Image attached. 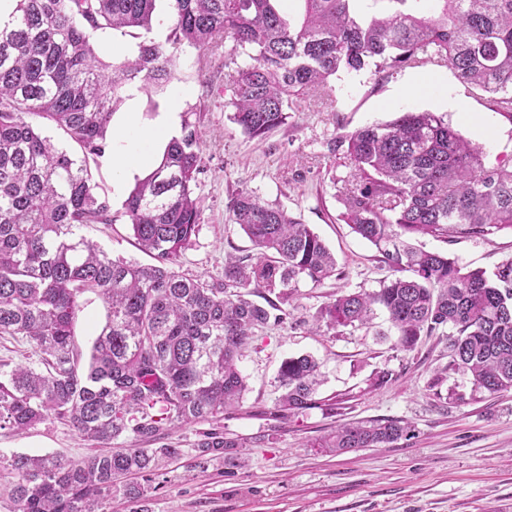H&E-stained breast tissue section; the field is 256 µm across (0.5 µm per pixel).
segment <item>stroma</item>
<instances>
[{"label": "stroma", "mask_w": 512, "mask_h": 512, "mask_svg": "<svg viewBox=\"0 0 512 512\" xmlns=\"http://www.w3.org/2000/svg\"><path fill=\"white\" fill-rule=\"evenodd\" d=\"M230 83L223 49L203 57L189 50L170 88L139 90L121 107L136 113L145 127L168 110L174 88L188 90L179 112L203 133L204 170L195 189L203 214L183 255V271L218 278L225 255L251 253L250 240L226 212L230 195L247 188L309 224L335 254L341 276L318 286L301 283L292 319L270 326L246 350L240 368L249 390L222 422L227 436L249 440L245 467L198 463L195 443L204 426H186L168 439L182 454L162 462L149 512H512V390L474 389L467 376L452 369L448 329L422 337L406 353L393 348L381 317L369 329L315 334L306 325L336 292H371L391 275L375 246L340 219L344 206L333 181L346 177L349 168L328 153L327 142L401 112L429 111L446 116L492 165L512 157V119L470 93L448 67L428 62L392 75L339 73L330 94L307 93L285 125L251 140L224 110ZM81 233L113 256L150 261L124 220L85 226ZM417 243L469 269L491 271L512 259V230L424 236ZM300 354L319 362V396L336 409L273 418L278 367ZM383 368L392 371L391 381L372 386ZM363 420L402 421L412 430L383 447L341 454L319 447L332 429ZM90 451L89 442L59 423L0 434V454L7 456L57 453L77 460Z\"/></svg>", "instance_id": "35a3bbf8"}]
</instances>
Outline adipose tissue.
I'll use <instances>...</instances> for the list:
<instances>
[{"label": "adipose tissue", "mask_w": 512, "mask_h": 512, "mask_svg": "<svg viewBox=\"0 0 512 512\" xmlns=\"http://www.w3.org/2000/svg\"><path fill=\"white\" fill-rule=\"evenodd\" d=\"M179 125L177 112L161 113L148 128H140L135 113H127L122 122L114 127L116 137H125L130 131H138L139 141L136 147L121 154L118 161L113 162L114 178H122L130 173L146 171L154 146L167 145L176 136Z\"/></svg>", "instance_id": "obj_1"}]
</instances>
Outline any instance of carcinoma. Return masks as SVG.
<instances>
[{
	"label": "carcinoma",
	"mask_w": 512,
	"mask_h": 512,
	"mask_svg": "<svg viewBox=\"0 0 512 512\" xmlns=\"http://www.w3.org/2000/svg\"><path fill=\"white\" fill-rule=\"evenodd\" d=\"M169 2L163 44L149 37L156 0H12L0 24V337L30 346L27 362L0 361V431L57 421L97 445L78 460L0 454L9 512H112L117 499L138 500L148 488L135 478L150 482L159 461L181 456L153 444L195 423L210 424L199 433V456L239 466L243 443L221 425L247 391L239 357L256 333L291 316L300 282L336 275V257L310 225L247 189L226 209L255 253L225 258L220 278L181 270L202 220L201 132L189 121L123 203L154 263L114 258L77 235L115 222L87 163L111 149L110 121L128 86L160 92L187 49L203 55L229 41L224 108L252 139L285 124L307 92H329L340 72L392 74L424 57L512 117V0H385L390 7L378 16L361 14L359 0H302L296 23L271 0ZM106 29L142 34L134 50L106 61L95 43ZM39 122L78 151L57 148ZM328 151L351 168L342 220L396 276L372 292L336 295L313 315L314 328L356 329L381 310L394 347L411 352L448 326L457 371L489 393L512 389V260L488 274L410 243L512 230V164L485 165L479 147L428 111L338 135ZM87 294L101 299L106 321L82 369L74 324ZM258 294L265 304L253 300ZM276 383L273 415L321 406L313 357L283 360ZM409 432L393 420L353 422L317 447L344 453ZM127 437L146 447H114Z\"/></svg>",
	"instance_id": "carcinoma-1"
}]
</instances>
